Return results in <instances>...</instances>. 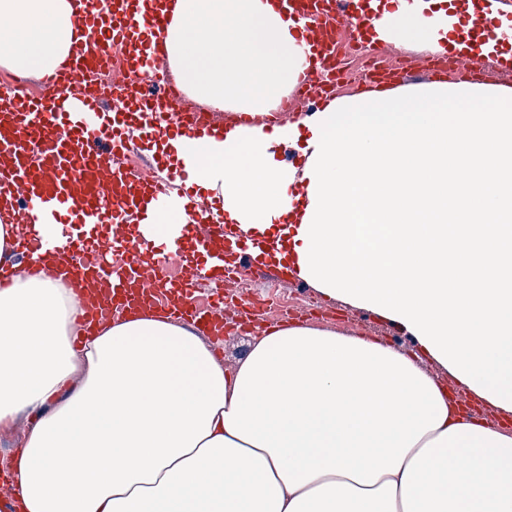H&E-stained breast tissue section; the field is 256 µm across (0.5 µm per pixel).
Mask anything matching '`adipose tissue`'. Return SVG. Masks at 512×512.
<instances>
[{
    "instance_id": "obj_1",
    "label": "adipose tissue",
    "mask_w": 512,
    "mask_h": 512,
    "mask_svg": "<svg viewBox=\"0 0 512 512\" xmlns=\"http://www.w3.org/2000/svg\"><path fill=\"white\" fill-rule=\"evenodd\" d=\"M445 0H392L373 41L486 57ZM76 0H0V68L53 73ZM166 59L216 112H268L298 79L301 22L271 0H169ZM301 169L264 125L165 150L255 259L405 328L478 397L512 412V87L437 81L335 98L301 120ZM301 126V127H302ZM304 188L302 207L292 205ZM60 280L0 289V430L23 512H512V435L465 418L406 354L310 326L253 337L225 372L189 325L146 312L74 349ZM30 424H32L31 421L22 418L10 431H0V474L1 470L10 473L6 464L11 456L20 449L19 446L24 439V432Z\"/></svg>"
}]
</instances>
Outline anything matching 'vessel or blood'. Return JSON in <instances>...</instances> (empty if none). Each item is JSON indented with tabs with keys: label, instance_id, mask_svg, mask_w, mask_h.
<instances>
[{
	"label": "vessel or blood",
	"instance_id": "b4317fda",
	"mask_svg": "<svg viewBox=\"0 0 512 512\" xmlns=\"http://www.w3.org/2000/svg\"><path fill=\"white\" fill-rule=\"evenodd\" d=\"M160 2L92 0L76 18L77 41L55 73L44 77L39 94L24 92L15 82L0 83V106L8 105L12 116L0 129V203L12 223H29L37 208L61 226L67 245L51 261L34 259L40 243L26 235L16 240L14 253L28 260L30 274L63 276L83 326L101 324L119 306L162 304L200 334L220 336L222 318L196 307L190 288L174 286L161 266L144 267L137 243L107 234L111 225L137 223L133 187L148 185L157 202L172 194L168 184L125 162L143 116L151 115L157 130L174 124L187 137L207 124L201 113L176 111L167 103L172 75L157 47L169 22ZM280 5L307 22L301 36L315 62L299 77L303 87L329 60L364 45V33L373 26L360 0H280ZM340 25L341 41L334 32ZM118 46L125 51L126 80L101 91L91 88L90 78L111 65ZM179 204L213 229L199 238L169 239V251L178 255L190 247L223 262L229 232L218 213L200 207L188 192ZM116 245L128 254L118 269L107 262Z\"/></svg>",
	"mask_w": 512,
	"mask_h": 512
}]
</instances>
